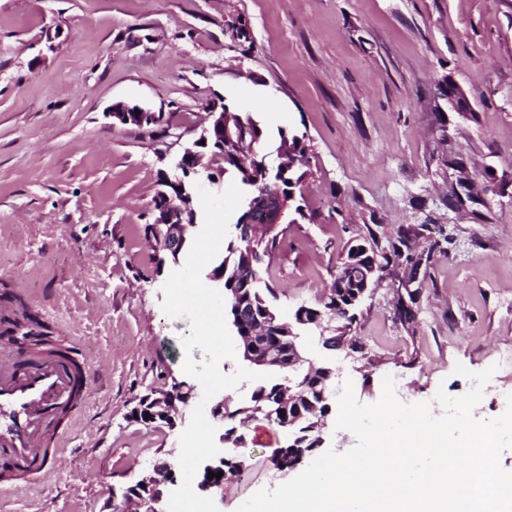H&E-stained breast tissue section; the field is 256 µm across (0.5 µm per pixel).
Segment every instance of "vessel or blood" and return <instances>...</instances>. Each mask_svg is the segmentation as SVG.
Wrapping results in <instances>:
<instances>
[{"instance_id":"obj_1","label":"vessel or blood","mask_w":512,"mask_h":512,"mask_svg":"<svg viewBox=\"0 0 512 512\" xmlns=\"http://www.w3.org/2000/svg\"><path fill=\"white\" fill-rule=\"evenodd\" d=\"M77 342L66 339L51 350L34 354L28 367L0 358V490H12L16 461L29 473L46 476L52 468L48 444H61L62 401L76 402L90 379L82 367Z\"/></svg>"}]
</instances>
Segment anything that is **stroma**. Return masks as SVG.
<instances>
[{
	"instance_id": "stroma-1",
	"label": "stroma",
	"mask_w": 512,
	"mask_h": 512,
	"mask_svg": "<svg viewBox=\"0 0 512 512\" xmlns=\"http://www.w3.org/2000/svg\"><path fill=\"white\" fill-rule=\"evenodd\" d=\"M248 23L252 47L228 28ZM468 102L453 110L437 84ZM248 113L267 141L295 128L309 139L306 219L282 227L264 278L284 320L326 298L352 242L379 241L438 218L449 242L428 268L415 317L396 320L377 288L351 334L360 351H327L356 399L376 402L400 373L398 399L457 397L472 387L456 365L496 366L475 416L499 417L512 393V0H0V292L17 295L57 337L72 336L94 368L65 418V451L49 477L0 496V512H109L112 496L159 460L178 468L176 428L131 410L183 371L186 318L161 310L175 269L146 234L155 199L215 99ZM155 116L113 121V104ZM459 169L444 168L442 155ZM480 202L459 208L460 172ZM250 466L224 484L220 512L289 480L271 458L287 434L244 420Z\"/></svg>"
}]
</instances>
